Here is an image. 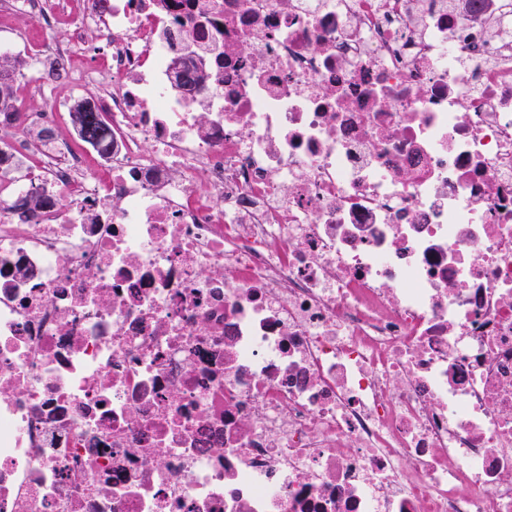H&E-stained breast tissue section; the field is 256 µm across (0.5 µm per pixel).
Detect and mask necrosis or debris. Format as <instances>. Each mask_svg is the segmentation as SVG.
<instances>
[{"label":"necrosis or debris","instance_id":"obj_1","mask_svg":"<svg viewBox=\"0 0 512 512\" xmlns=\"http://www.w3.org/2000/svg\"><path fill=\"white\" fill-rule=\"evenodd\" d=\"M17 13L114 147L0 123V512H512V0ZM12 26L16 31L11 36L18 41L26 37L38 38L48 36L50 41L64 42L68 38V31L65 28H57L51 33L46 34L36 22L24 15L16 16L12 21Z\"/></svg>","mask_w":512,"mask_h":512}]
</instances>
